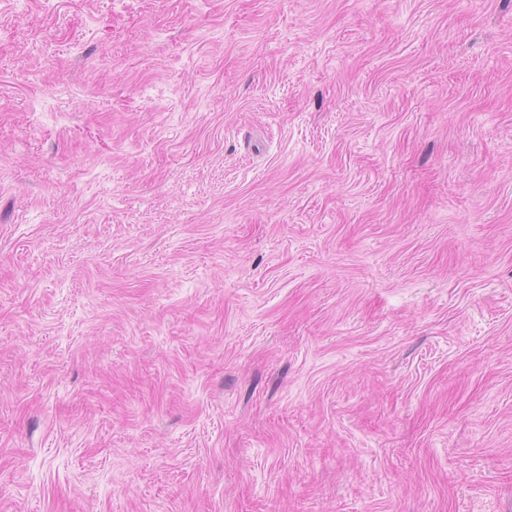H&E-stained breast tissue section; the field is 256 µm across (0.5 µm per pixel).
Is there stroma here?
Wrapping results in <instances>:
<instances>
[{"mask_svg":"<svg viewBox=\"0 0 512 512\" xmlns=\"http://www.w3.org/2000/svg\"><path fill=\"white\" fill-rule=\"evenodd\" d=\"M0 512H512V0H0Z\"/></svg>","mask_w":512,"mask_h":512,"instance_id":"35a3bbf8","label":"stroma"}]
</instances>
